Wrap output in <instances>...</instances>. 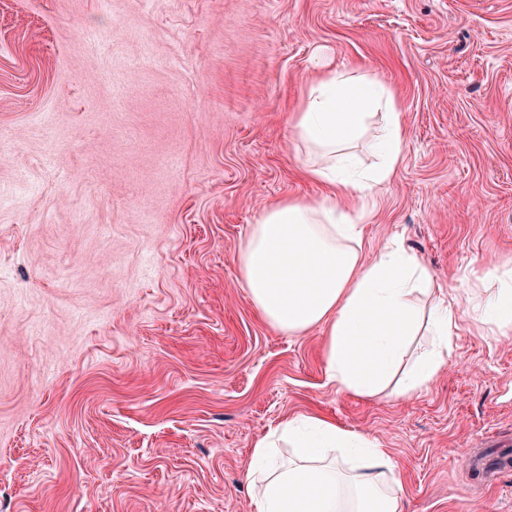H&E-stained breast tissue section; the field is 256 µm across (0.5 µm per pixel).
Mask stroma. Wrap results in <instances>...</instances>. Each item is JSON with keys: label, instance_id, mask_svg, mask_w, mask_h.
<instances>
[{"label": "stroma", "instance_id": "obj_1", "mask_svg": "<svg viewBox=\"0 0 512 512\" xmlns=\"http://www.w3.org/2000/svg\"><path fill=\"white\" fill-rule=\"evenodd\" d=\"M393 92L406 130L366 201L457 296L447 365L407 398L266 322L238 254L319 203L291 118L321 70ZM512 271V0H0V512H254V441L299 414L365 433L408 512H512V335L470 303Z\"/></svg>", "mask_w": 512, "mask_h": 512}]
</instances>
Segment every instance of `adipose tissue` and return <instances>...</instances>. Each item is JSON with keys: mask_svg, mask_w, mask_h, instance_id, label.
Instances as JSON below:
<instances>
[{"mask_svg": "<svg viewBox=\"0 0 512 512\" xmlns=\"http://www.w3.org/2000/svg\"><path fill=\"white\" fill-rule=\"evenodd\" d=\"M384 130L372 145L379 161L351 163L352 145L375 110ZM294 128L317 161L307 174L341 189L346 203L317 205L286 199L266 209L238 257L247 296L271 325L291 335L324 328L327 371L340 389L373 398H405L446 366L460 307L436 299L430 316L414 303L432 282L427 265L400 242H386L370 262L360 256L361 211L394 176L406 134L394 98L364 73L325 71L309 85ZM477 318L504 334L512 330V282L500 280L492 300L475 305ZM431 348L402 371L422 322ZM288 444L289 460L276 457ZM245 478L256 489L255 512H406L398 468L367 435L318 415L288 419L258 439Z\"/></svg>", "mask_w": 512, "mask_h": 512, "instance_id": "adipose-tissue-1", "label": "adipose tissue"}]
</instances>
